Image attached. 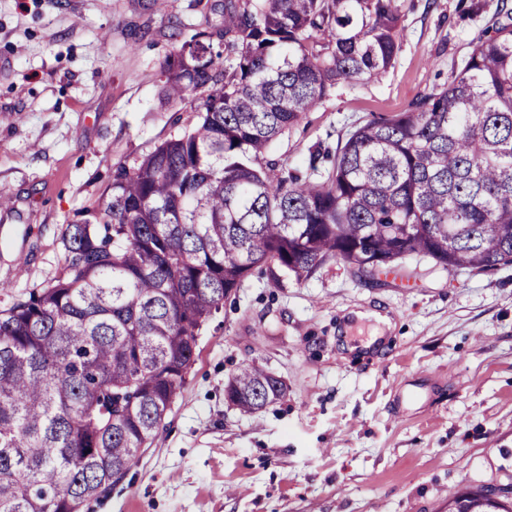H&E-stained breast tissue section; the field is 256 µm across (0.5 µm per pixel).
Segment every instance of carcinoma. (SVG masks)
<instances>
[{"label": "carcinoma", "mask_w": 512, "mask_h": 512, "mask_svg": "<svg viewBox=\"0 0 512 512\" xmlns=\"http://www.w3.org/2000/svg\"><path fill=\"white\" fill-rule=\"evenodd\" d=\"M224 30L166 58L163 102L198 97L196 124L121 167L112 193L62 232L63 264L0 309V512H81L155 443L199 331L257 266L277 280L329 259L360 272L410 254L448 269L512 264V9L494 8L448 87L358 125L312 182L264 161L339 83L380 76L399 50L401 0H229ZM245 412L284 383L244 366ZM448 512H512L480 492Z\"/></svg>", "instance_id": "1"}]
</instances>
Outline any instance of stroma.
Instances as JSON below:
<instances>
[{"mask_svg":"<svg viewBox=\"0 0 512 512\" xmlns=\"http://www.w3.org/2000/svg\"><path fill=\"white\" fill-rule=\"evenodd\" d=\"M228 0H0V308L43 287L61 232L112 191L118 166L192 128L162 106L161 69ZM403 0L381 76L341 83L265 158L309 171L375 116L448 84L491 13ZM287 386L254 413L225 396L243 365ZM512 486V264L447 271L404 257L389 273L332 259L274 282L264 268L225 299L152 447L83 512H448L457 490Z\"/></svg>","mask_w":512,"mask_h":512,"instance_id":"obj_1","label":"stroma"}]
</instances>
